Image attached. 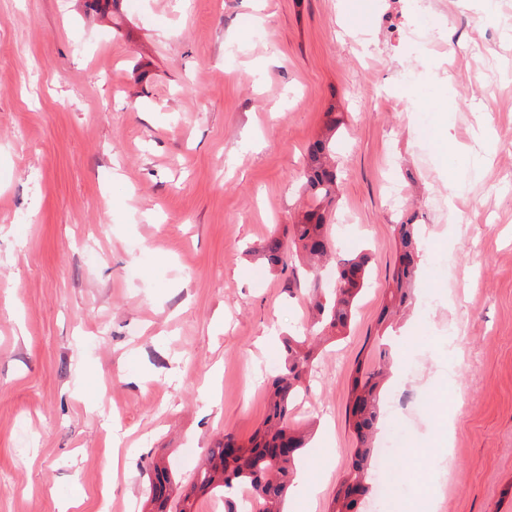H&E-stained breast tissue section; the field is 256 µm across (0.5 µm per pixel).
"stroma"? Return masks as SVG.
<instances>
[{
  "label": "stroma",
  "mask_w": 512,
  "mask_h": 512,
  "mask_svg": "<svg viewBox=\"0 0 512 512\" xmlns=\"http://www.w3.org/2000/svg\"><path fill=\"white\" fill-rule=\"evenodd\" d=\"M0 0V512H148L263 422L311 277L265 239L312 199L304 158L341 113L330 239L369 278L289 421L325 512L352 463L358 362L388 346L378 439L408 480L362 512H512V0ZM468 151L448 158L441 114ZM464 186L447 217L431 206ZM407 190L390 206L388 185ZM421 274L383 320L397 226ZM116 405L104 418L105 402Z\"/></svg>",
  "instance_id": "stroma-1"
}]
</instances>
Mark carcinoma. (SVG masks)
Listing matches in <instances>:
<instances>
[{
    "label": "carcinoma",
    "instance_id": "carcinoma-1",
    "mask_svg": "<svg viewBox=\"0 0 512 512\" xmlns=\"http://www.w3.org/2000/svg\"><path fill=\"white\" fill-rule=\"evenodd\" d=\"M340 120L329 118L322 135L309 147L303 178L316 204L303 212L283 232H273L266 240L263 256L276 268L285 265L288 247L299 250L310 267L330 256L332 243L327 232V215L322 203L336 197L337 169L330 162L332 140ZM399 256L386 293L382 318L410 304L412 284L419 274L418 225L408 218L397 225ZM369 257L366 254L336 261L335 282L331 296L318 284L312 289V318L324 334H335L348 325L355 304L366 285ZM313 349L300 336L284 340L280 374L269 387L268 412L261 426L248 442L226 434L200 461L191 481L179 486L170 470L151 463L145 468L149 484V512H198V502L205 495H224L225 512H239V494L246 493L256 505V512H283L284 497L296 473V465L311 440L307 427L288 424L291 408L305 388L313 361ZM390 352L384 348L376 365L357 363L346 413L352 427L356 448L350 470L328 506V512H355L360 498L372 489L369 482L374 462L376 424L380 393L387 377Z\"/></svg>",
    "mask_w": 512,
    "mask_h": 512
}]
</instances>
